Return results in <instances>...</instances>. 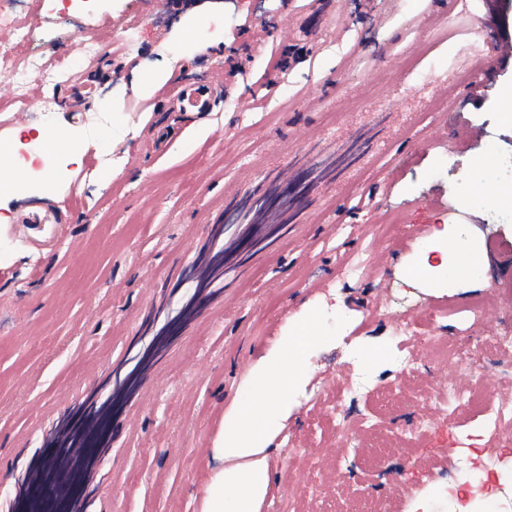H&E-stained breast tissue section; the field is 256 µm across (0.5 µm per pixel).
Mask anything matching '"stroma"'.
<instances>
[{"mask_svg":"<svg viewBox=\"0 0 512 512\" xmlns=\"http://www.w3.org/2000/svg\"><path fill=\"white\" fill-rule=\"evenodd\" d=\"M316 0H99L82 15L71 0H24L0 9V49L37 15L52 30L42 63L72 65L68 81L18 89L0 73V142L32 146L66 132L73 152L49 170L17 174L15 157L0 176L15 178L0 214L17 221L23 205L45 200L61 214L59 238L38 247L0 223V488L10 489L29 448L125 362L161 309H178L182 278L198 257L207 227L224 219V199L241 180L264 187L265 167L287 164L311 133L327 141L354 129L384 145L354 172L316 185L266 251H253L224 274V288L153 364L136 398L113 426L112 450L94 487L95 512H195L219 423L245 396L249 369L303 304L326 309L337 337L309 354L311 375L275 436L272 489L264 512H365L371 503L406 512L440 484L428 462L483 467L489 484L512 446L489 452L486 419L465 409L438 413L436 392L465 389L475 376L442 360L446 343L512 329V311L490 309L472 324L475 297L512 289L496 262L489 281L462 280L441 296L409 284L404 273L434 225H467L481 246L512 248V221L495 207L460 209L485 157L495 171L512 160V60L489 63L480 0L466 12L448 0H334L320 33L285 69L282 47L293 22ZM209 40L197 50L189 30ZM98 48L84 52L87 42ZM245 70L227 74L225 60ZM173 66L161 83L133 86L132 72ZM483 71L485 95L465 104L462 73ZM211 87L213 108L183 112L166 96L179 84ZM451 88L445 102L435 91ZM50 113V126L40 122ZM485 127L479 143L463 125ZM206 126L207 136L195 134ZM108 188H101L104 175ZM426 340L413 374L395 366V340L407 321ZM358 330V356L343 336ZM364 381L337 423L342 391ZM457 446L432 457L439 437ZM389 446L382 466H371Z\"/></svg>","mask_w":512,"mask_h":512,"instance_id":"stroma-1","label":"stroma"}]
</instances>
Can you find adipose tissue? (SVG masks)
I'll list each match as a JSON object with an SVG mask.
<instances>
[{
    "label": "adipose tissue",
    "mask_w": 512,
    "mask_h": 512,
    "mask_svg": "<svg viewBox=\"0 0 512 512\" xmlns=\"http://www.w3.org/2000/svg\"><path fill=\"white\" fill-rule=\"evenodd\" d=\"M485 257L464 231L434 228L432 243L408 274L409 281L434 285L460 280L483 265ZM330 333L321 313L306 311L288 325L256 362L248 396L222 417L211 450L209 476L196 495L197 512H262L272 474L269 442L288 416V403L311 373L309 348L327 343ZM499 491L475 494L467 502L435 487L413 502L410 512H503L505 491L512 489V462L499 470Z\"/></svg>",
    "instance_id": "obj_1"
}]
</instances>
